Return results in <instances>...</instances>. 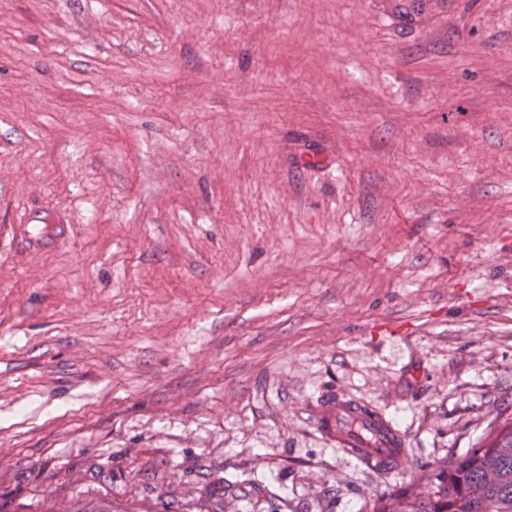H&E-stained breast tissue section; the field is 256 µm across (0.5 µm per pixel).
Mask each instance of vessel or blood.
<instances>
[{"mask_svg": "<svg viewBox=\"0 0 512 512\" xmlns=\"http://www.w3.org/2000/svg\"><path fill=\"white\" fill-rule=\"evenodd\" d=\"M314 421L318 431L337 448L376 470L396 472L408 463L405 434L383 414L343 393L325 397Z\"/></svg>", "mask_w": 512, "mask_h": 512, "instance_id": "1", "label": "vessel or blood"}]
</instances>
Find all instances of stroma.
<instances>
[{
	"label": "stroma",
	"mask_w": 512,
	"mask_h": 512,
	"mask_svg": "<svg viewBox=\"0 0 512 512\" xmlns=\"http://www.w3.org/2000/svg\"><path fill=\"white\" fill-rule=\"evenodd\" d=\"M503 406L512 0H0V512H370ZM314 421L318 431L362 463L384 472H396L408 463L405 434L373 408L336 391L317 407Z\"/></svg>",
	"instance_id": "1"
}]
</instances>
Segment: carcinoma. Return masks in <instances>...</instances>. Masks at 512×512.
Wrapping results in <instances>:
<instances>
[{
  "label": "carcinoma",
  "instance_id": "obj_1",
  "mask_svg": "<svg viewBox=\"0 0 512 512\" xmlns=\"http://www.w3.org/2000/svg\"><path fill=\"white\" fill-rule=\"evenodd\" d=\"M489 435L410 486L373 499L372 512H512V417L498 414ZM501 475L484 485L486 470Z\"/></svg>",
  "mask_w": 512,
  "mask_h": 512
}]
</instances>
